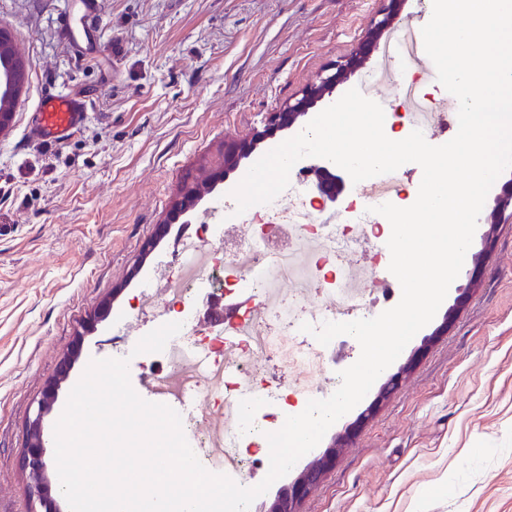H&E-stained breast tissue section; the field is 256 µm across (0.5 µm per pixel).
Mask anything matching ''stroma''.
Listing matches in <instances>:
<instances>
[{
    "label": "stroma",
    "instance_id": "35a3bbf8",
    "mask_svg": "<svg viewBox=\"0 0 512 512\" xmlns=\"http://www.w3.org/2000/svg\"><path fill=\"white\" fill-rule=\"evenodd\" d=\"M69 0H0L30 82L0 135V512H35L20 466L26 422L59 381L53 431L94 359L125 358L140 388L137 342L156 318L131 303L172 267L181 235L203 221L271 144L242 159L186 219L171 216L185 183L222 166L224 142L248 139L267 113L300 98L380 20L383 0H101L96 59L58 36ZM50 89L93 92L82 129L61 144L28 137ZM476 266L473 239L435 317L405 346L415 358L382 404L375 392L335 422L355 437L299 512H512V222ZM154 242L145 251L146 242ZM478 288L459 298L469 274ZM447 332L438 333L444 318ZM83 349L58 371L77 332ZM439 487L427 496L429 487Z\"/></svg>",
    "mask_w": 512,
    "mask_h": 512
}]
</instances>
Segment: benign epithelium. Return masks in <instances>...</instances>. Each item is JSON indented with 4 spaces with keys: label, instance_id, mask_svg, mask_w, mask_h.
<instances>
[{
    "label": "benign epithelium",
    "instance_id": "obj_1",
    "mask_svg": "<svg viewBox=\"0 0 512 512\" xmlns=\"http://www.w3.org/2000/svg\"><path fill=\"white\" fill-rule=\"evenodd\" d=\"M387 7L382 19L377 22L378 29H384L393 23L401 10L403 0H386ZM373 37H368L352 53L349 60L336 65V72L321 78L319 83L306 89L302 98L294 104H288L280 112H271L268 116L267 128L257 132L249 142L224 141V173H229L238 168L241 160L247 156L254 144L266 138L269 131L294 125L300 117L305 115L309 106L332 93V89L340 77L347 71H351L359 64L365 55ZM209 181L200 184L186 185L182 189L174 207L178 213L186 215L196 208L202 199V193L208 188ZM336 186V176L327 168H318L317 189L330 201L336 200V192H331L327 186ZM490 225L484 232L482 242L483 249L479 252V260L484 261L493 248L494 224L506 219L512 220V191L508 190L495 200V205L490 214ZM415 358L411 357L399 369L391 374L381 386L375 400L366 409L371 413L375 407L391 396L405 381L413 368ZM58 382L51 383L45 390L37 404L32 417L27 422V446L23 454V465L29 476V492L32 498L40 505L41 512H58L55 500L51 495L52 478L49 475L48 464L45 459V448L49 444L50 437L44 429V417L52 410L56 400V388ZM351 434L343 433L334 439L333 443L323 453L309 462L298 476L288 485L282 487L274 498L266 512H298V504L311 492L322 480L330 463L336 458V454L349 446Z\"/></svg>",
    "mask_w": 512,
    "mask_h": 512
}]
</instances>
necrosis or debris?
Segmentation results:
<instances>
[{
	"instance_id": "necrosis-or-debris-1",
	"label": "necrosis or debris",
	"mask_w": 512,
	"mask_h": 512,
	"mask_svg": "<svg viewBox=\"0 0 512 512\" xmlns=\"http://www.w3.org/2000/svg\"><path fill=\"white\" fill-rule=\"evenodd\" d=\"M417 195V190L394 179L387 188L338 211L333 223L324 224V205L314 200L303 177L292 176L288 188L271 203L241 215L229 203L224 219L198 225L181 243L176 270L156 282L153 291L137 296L134 315L159 307L165 321L182 325L152 371L157 388L151 400L179 407L184 430H201L193 447L207 470L241 479L253 463L249 449L267 447L272 419L298 414L309 400L319 398L313 387L274 382L255 356L262 353L276 358L283 368L300 367L321 376L327 369L326 348L302 332L301 324L318 327L326 321L367 317L370 303L353 300L347 292L352 257L363 245L390 237L385 217L374 213V206L389 202L407 207ZM240 222L252 225L250 237L234 235L232 227ZM297 277L317 285L328 306L308 307L305 291L297 289L268 303L263 317L247 309L212 324L208 333L197 332L191 293L220 299L247 289L265 299L277 281ZM198 394L207 396V411L190 407ZM231 402L238 407V417L228 429L224 408ZM228 455L235 461L229 469L224 466Z\"/></svg>"
}]
</instances>
